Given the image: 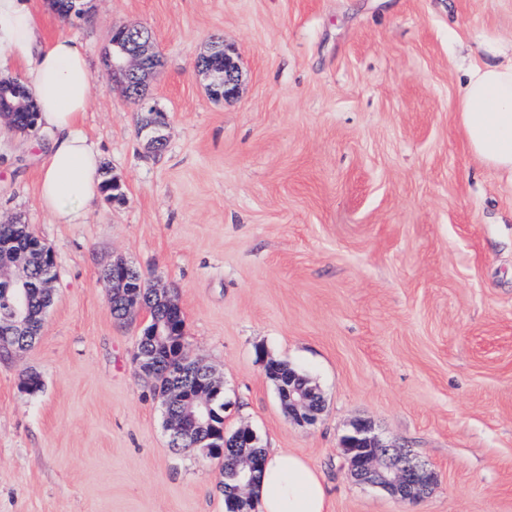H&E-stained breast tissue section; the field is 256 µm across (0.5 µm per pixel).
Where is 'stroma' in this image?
Here are the masks:
<instances>
[{
    "label": "stroma",
    "instance_id": "1",
    "mask_svg": "<svg viewBox=\"0 0 512 512\" xmlns=\"http://www.w3.org/2000/svg\"><path fill=\"white\" fill-rule=\"evenodd\" d=\"M46 37L83 43V130L124 184L79 224L39 202L44 130L0 121V224L53 250L37 340L0 360V512H225L218 460L173 450L100 269L122 257L170 289L185 341L224 380V429L247 426L321 474L330 512H512V176L469 153L455 112L486 29L512 39V0H86ZM149 28L150 104L167 147L105 66L113 28ZM238 54L237 98L196 67ZM321 391L311 426L285 415L259 354ZM38 376L40 391L24 389ZM358 419L436 474L404 502L356 482L340 442ZM168 127V118L166 117L164 121H155L151 119L149 124L141 126L138 128L137 134L144 141L145 148L151 152L155 153L160 148H165L167 144V135L166 129ZM150 128H155L151 129Z\"/></svg>",
    "mask_w": 512,
    "mask_h": 512
}]
</instances>
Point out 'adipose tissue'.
<instances>
[{"label": "adipose tissue", "instance_id": "obj_1", "mask_svg": "<svg viewBox=\"0 0 512 512\" xmlns=\"http://www.w3.org/2000/svg\"><path fill=\"white\" fill-rule=\"evenodd\" d=\"M482 53L484 62L465 70L456 112L472 156L512 173V46L489 32ZM18 67L51 136L40 203L57 223H80L85 206L102 194L101 155L82 130L91 89L85 49L70 37L46 39L29 0H0V79ZM265 458L255 486L260 512H328L324 481L301 457L269 448Z\"/></svg>", "mask_w": 512, "mask_h": 512}]
</instances>
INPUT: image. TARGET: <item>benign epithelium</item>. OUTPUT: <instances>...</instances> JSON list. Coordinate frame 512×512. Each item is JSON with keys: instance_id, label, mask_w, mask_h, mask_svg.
I'll use <instances>...</instances> for the list:
<instances>
[{"instance_id": "7a95c632", "label": "benign epithelium", "mask_w": 512, "mask_h": 512, "mask_svg": "<svg viewBox=\"0 0 512 512\" xmlns=\"http://www.w3.org/2000/svg\"><path fill=\"white\" fill-rule=\"evenodd\" d=\"M130 34L122 40L112 41V62L110 71L121 77L123 93L127 99H134L145 106V78L158 64V55L151 32L133 26L126 27ZM224 57V69L213 67L215 56ZM199 72L211 79L209 94L228 100L239 93L241 65L239 57L226 52L224 43L212 41L207 52L195 62ZM168 121L152 120L138 128L137 134L144 141L145 148L155 153L166 147ZM101 279L109 286L110 296L124 300L127 317L136 318L141 314L151 315L144 306L140 289L147 285L139 275L133 274L131 266L122 258H116L101 269ZM57 278L56 262L51 258L42 263V288L46 295V306L53 301V287ZM0 280L18 287L12 296L0 307V348L10 354L25 350L35 340L33 320L27 311L25 266H0ZM139 376L150 383H156V366L151 356L139 353L137 360ZM188 388L183 412L165 413V429L169 442L184 438L186 422L211 429L205 439L206 445L199 449L204 457H210L234 444L238 448H255L257 435L249 428L242 427L226 435L224 425L215 423L216 400L224 391L223 382L203 362H196L190 368L175 372L171 377V390ZM323 410L321 393L313 386L303 391L288 390V420L298 425L314 423ZM342 454L351 475L359 482L376 486L402 500H418L426 493L433 474L427 467L408 453H402L392 444L383 442L372 425L364 420L353 423L341 442ZM260 467V455L245 456L235 465L231 479L236 484L234 503L238 512H248L251 501L244 492L254 486L256 471Z\"/></svg>"}]
</instances>
